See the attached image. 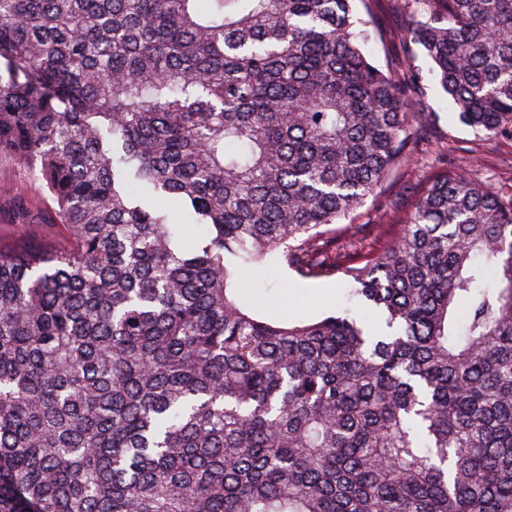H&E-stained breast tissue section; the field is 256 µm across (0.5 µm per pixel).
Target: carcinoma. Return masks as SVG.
<instances>
[{"label":"carcinoma","mask_w":512,"mask_h":512,"mask_svg":"<svg viewBox=\"0 0 512 512\" xmlns=\"http://www.w3.org/2000/svg\"><path fill=\"white\" fill-rule=\"evenodd\" d=\"M461 123L512 140V0H392ZM355 0H0V512H512V195L452 168L334 225L426 140L416 51ZM341 269L270 321L245 272ZM374 14V24L367 28L369 37L363 48L382 69L402 70L409 57L408 46L399 35L405 27V18L393 11L387 1L376 3ZM12 189L17 196L29 201L41 202L45 198L42 185L32 181L23 164L9 155L0 154V187ZM24 235L34 236L43 240H61L56 225L30 224L28 226L21 227L19 224H6L2 220V223H0L1 249L13 248ZM249 280L251 286L242 296V302L260 316L278 317V306L302 319L321 317L345 308L364 313L355 299H348L350 286L337 269L334 274L307 279L288 267L269 263L254 268Z\"/></svg>","instance_id":"1"}]
</instances>
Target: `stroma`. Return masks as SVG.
<instances>
[{"label":"stroma","mask_w":512,"mask_h":512,"mask_svg":"<svg viewBox=\"0 0 512 512\" xmlns=\"http://www.w3.org/2000/svg\"><path fill=\"white\" fill-rule=\"evenodd\" d=\"M374 23L369 26L365 52L373 63L382 68H403L407 59H414L422 76L417 98L427 118V134L434 147L448 150L449 166H468L478 158L474 176L496 188L512 186V141L487 139L475 135L457 120L456 108L440 88L432 72V64L424 55L410 57L400 36L404 17L393 11L389 0H378L374 6ZM435 163V155L426 153L407 167L399 169L381 189L368 197L354 218L355 223L369 225L382 237L397 236L402 228L400 216L385 207L389 199L403 198L410 183L424 180ZM7 186L17 196L39 202L45 197L42 185L32 181L23 164L9 155L0 154V186ZM251 286L242 297L243 303L256 314L275 318L281 309H288L296 318L313 319L339 309H358L356 300L348 299L349 285L342 273L320 278H304L287 267L273 263L253 269Z\"/></svg>","instance_id":"1"}]
</instances>
